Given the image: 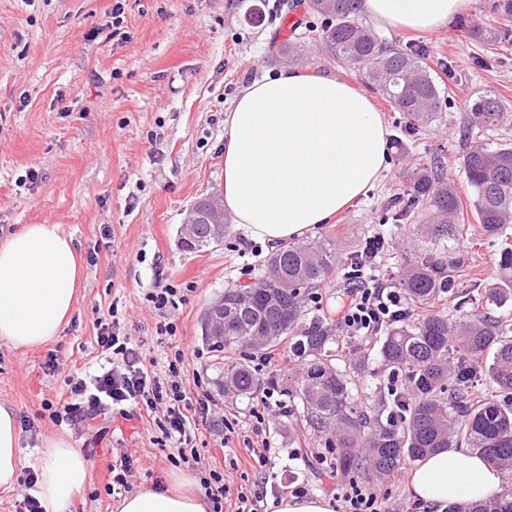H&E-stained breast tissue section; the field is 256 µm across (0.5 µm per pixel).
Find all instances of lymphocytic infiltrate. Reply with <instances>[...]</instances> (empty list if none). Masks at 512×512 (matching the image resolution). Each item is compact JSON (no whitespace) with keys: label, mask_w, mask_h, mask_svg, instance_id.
I'll use <instances>...</instances> for the list:
<instances>
[{"label":"lymphocytic infiltrate","mask_w":512,"mask_h":512,"mask_svg":"<svg viewBox=\"0 0 512 512\" xmlns=\"http://www.w3.org/2000/svg\"><path fill=\"white\" fill-rule=\"evenodd\" d=\"M408 310L394 279L363 282L349 288L336 311V323L347 336H369ZM117 314V307L112 306L96 321V341L105 355L106 368L87 380L67 377L70 396L58 404H47L50 420L72 422L87 411L136 418L161 431V444L174 450L176 464L196 467L200 455L190 445L191 432L193 427L207 423L213 408L192 397L181 378L188 354L175 340V327L168 322L156 329L157 342L169 357L167 370L161 375L145 364L139 345L121 334Z\"/></svg>","instance_id":"obj_1"}]
</instances>
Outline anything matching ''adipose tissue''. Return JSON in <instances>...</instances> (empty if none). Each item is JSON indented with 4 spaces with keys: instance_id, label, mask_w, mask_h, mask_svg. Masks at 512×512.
I'll return each instance as SVG.
<instances>
[{
    "instance_id": "ef3b65f1",
    "label": "adipose tissue",
    "mask_w": 512,
    "mask_h": 512,
    "mask_svg": "<svg viewBox=\"0 0 512 512\" xmlns=\"http://www.w3.org/2000/svg\"><path fill=\"white\" fill-rule=\"evenodd\" d=\"M464 0H361L377 24L432 33ZM385 123L364 92L335 77L285 69L253 82L226 120L224 208L253 238L274 243L305 235L359 201L388 154ZM82 286L70 236L54 224H26L0 238V343L36 350L67 325ZM23 450L12 407L0 403V495L19 486ZM30 494L44 512H69L84 487L88 462L70 438H45ZM499 471L467 448L427 456L406 475L413 496L442 512L494 494ZM176 489L142 487L119 512H209L189 475Z\"/></svg>"
}]
</instances>
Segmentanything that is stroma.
Here are the masks:
<instances>
[{"mask_svg": "<svg viewBox=\"0 0 512 512\" xmlns=\"http://www.w3.org/2000/svg\"><path fill=\"white\" fill-rule=\"evenodd\" d=\"M112 3L0 0V236L25 224L59 225L73 238L84 271L73 314L57 341L26 352L0 343V403L16 412L23 456L36 463L47 436L96 448L74 512H117L121 496L109 487V467L121 455L134 461L132 491L167 485L178 473L168 450L155 443L156 427L102 415L56 424L42 415L45 403L58 401L66 377L98 367L95 322L114 304L122 333L156 371L167 368L155 340L159 322L173 323L179 342L191 346L184 380L193 393L215 403L217 412L193 440L202 463L194 475L203 477L204 466L218 457L231 481L223 512H232L239 490L259 483L270 500L282 497L293 482L308 495L335 497L337 484L354 476H326L325 465L336 454L303 417L294 396L297 380L284 363L288 345L276 347L266 364L241 348L217 352L202 330L205 307L224 290L256 278L274 246L246 235L230 215L221 242L189 250L180 239L190 206L224 191V121L234 100L253 81L285 69L275 45L303 36L321 18L303 0H126L124 37L118 41L112 37ZM477 25L504 28L493 0H468L465 10L428 35L378 29L387 43L425 49L437 81L452 89V105L437 120L413 128L374 97L393 142L386 165L358 202L310 236H332L344 258L366 237L383 233L389 248L379 273L387 278L400 277L421 250H452L461 261L455 289L483 301L491 315L512 320L511 304L485 300L501 241L481 236L473 218L440 239L413 219L382 221L403 191L406 168L441 158L439 177L464 197L470 147L480 143L493 150L512 143V121L484 133L467 128L468 105L480 95L495 93L512 108V36L490 46L473 35ZM30 171L35 180L27 179ZM104 225L111 230L106 240L100 235ZM160 280L181 295L177 307L163 315L145 300ZM347 286L343 271H336L306 299V319L329 329L336 368L348 374L355 402L369 406L391 374L376 357L374 337L350 339L332 320L330 312ZM51 353L59 362L55 374L43 370ZM221 357L248 362L261 382L277 381L280 405L264 422L253 417L251 401L218 387L215 364ZM257 426L273 468L250 464L246 442Z\"/></svg>", "mask_w": 512, "mask_h": 512, "instance_id": "obj_1", "label": "stroma"}]
</instances>
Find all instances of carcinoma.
Returning a JSON list of instances; mask_svg holds the SVG:
<instances>
[{"label":"carcinoma","mask_w":512,"mask_h":512,"mask_svg":"<svg viewBox=\"0 0 512 512\" xmlns=\"http://www.w3.org/2000/svg\"><path fill=\"white\" fill-rule=\"evenodd\" d=\"M359 0H322L309 7L328 16L324 28L307 31L330 58L362 71L369 87L411 124L435 120L452 103L424 56L388 46L362 22ZM506 108L494 93L478 96L468 120L477 129L492 130L505 118ZM471 191L470 210L486 237H499L512 224V145L489 150L472 147L465 157ZM434 164H417L405 172V189L396 198L401 217L425 212L438 225L437 235L449 234L463 215L455 186L439 179ZM338 265L329 237L283 246L259 275L257 288L224 291L222 352L236 347L267 351L287 338L304 345L310 359L296 371L299 399L309 426L332 434L340 465L357 475L385 478L405 462L417 461L447 448H472L499 471L512 476V329L501 320L476 311L462 322L436 314L410 317L389 326L379 340L377 355L392 376H405L408 390L393 380L374 408L353 399L347 373L329 363L326 328L313 323L299 335L304 294L320 287ZM459 267L453 254L429 251L402 270L400 285L412 307L425 308L446 294ZM496 281L486 289L487 300L512 299V248L504 246L496 263ZM250 329L247 342L240 331ZM218 386L226 394L252 399L261 390L259 378L245 362L219 367ZM446 512H512V485L494 499L476 504L450 503Z\"/></svg>","instance_id":"carcinoma-1"}]
</instances>
